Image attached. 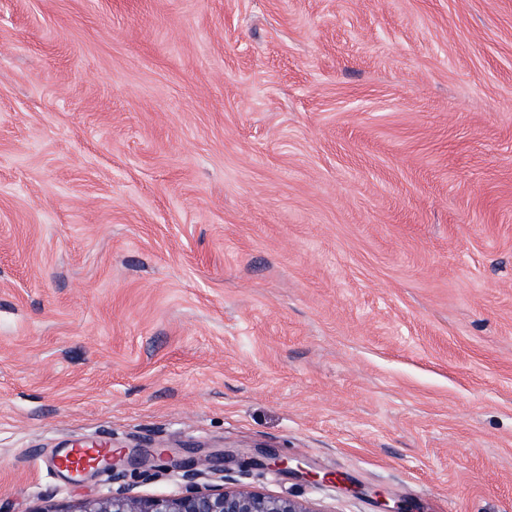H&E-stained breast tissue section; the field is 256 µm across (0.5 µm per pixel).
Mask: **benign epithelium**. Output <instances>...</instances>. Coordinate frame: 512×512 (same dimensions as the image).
Instances as JSON below:
<instances>
[{"label": "benign epithelium", "mask_w": 512, "mask_h": 512, "mask_svg": "<svg viewBox=\"0 0 512 512\" xmlns=\"http://www.w3.org/2000/svg\"><path fill=\"white\" fill-rule=\"evenodd\" d=\"M59 512H320L308 503L244 488L193 486L180 495L142 498L119 489L108 497H87Z\"/></svg>", "instance_id": "1"}]
</instances>
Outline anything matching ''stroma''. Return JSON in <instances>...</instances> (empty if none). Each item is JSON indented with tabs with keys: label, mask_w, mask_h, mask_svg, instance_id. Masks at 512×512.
<instances>
[{
	"label": "stroma",
	"mask_w": 512,
	"mask_h": 512,
	"mask_svg": "<svg viewBox=\"0 0 512 512\" xmlns=\"http://www.w3.org/2000/svg\"><path fill=\"white\" fill-rule=\"evenodd\" d=\"M105 437L143 497L512 512V0H0V512Z\"/></svg>",
	"instance_id": "35a3bbf8"
}]
</instances>
